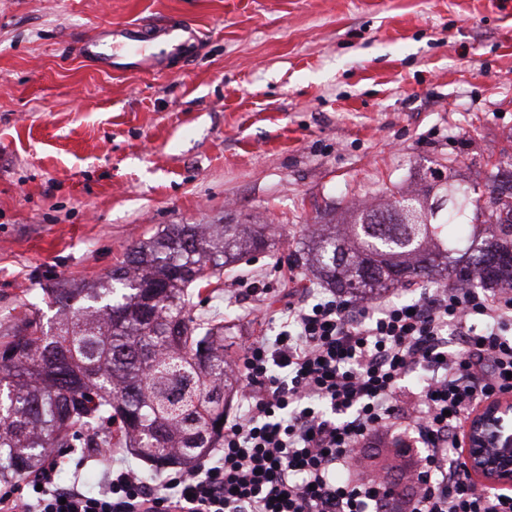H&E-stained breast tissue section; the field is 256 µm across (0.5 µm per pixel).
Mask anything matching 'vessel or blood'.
<instances>
[{"label":"vessel or blood","mask_w":512,"mask_h":512,"mask_svg":"<svg viewBox=\"0 0 512 512\" xmlns=\"http://www.w3.org/2000/svg\"><path fill=\"white\" fill-rule=\"evenodd\" d=\"M196 37L190 23L174 16L87 36L77 43L76 53L113 71H151L160 68L165 57L179 56Z\"/></svg>","instance_id":"1"}]
</instances>
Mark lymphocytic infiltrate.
<instances>
[{"label": "lymphocytic infiltrate", "instance_id": "lymphocytic-infiltrate-1", "mask_svg": "<svg viewBox=\"0 0 512 512\" xmlns=\"http://www.w3.org/2000/svg\"><path fill=\"white\" fill-rule=\"evenodd\" d=\"M281 326L247 346L243 411L207 469L152 487L113 460L93 494L54 488L44 466L41 491L0 493V512H512V492L478 487L461 460L472 412L512 391V289L429 288L411 304L369 305L312 293ZM398 424L408 438L388 452L399 476L353 478L371 435Z\"/></svg>", "mask_w": 512, "mask_h": 512}]
</instances>
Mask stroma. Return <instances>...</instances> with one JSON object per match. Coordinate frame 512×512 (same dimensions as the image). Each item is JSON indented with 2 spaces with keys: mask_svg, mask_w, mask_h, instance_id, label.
Masks as SVG:
<instances>
[{
  "mask_svg": "<svg viewBox=\"0 0 512 512\" xmlns=\"http://www.w3.org/2000/svg\"><path fill=\"white\" fill-rule=\"evenodd\" d=\"M179 15L186 63L106 72L75 53L108 26ZM512 153V0H0V324L169 224L272 225L201 315L231 361L279 330L309 277L301 230L386 207L452 165L490 183ZM119 448L63 453L54 483L101 491Z\"/></svg>",
  "mask_w": 512,
  "mask_h": 512,
  "instance_id": "stroma-1",
  "label": "stroma"
}]
</instances>
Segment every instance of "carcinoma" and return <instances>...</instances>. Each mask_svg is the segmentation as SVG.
Instances as JSON below:
<instances>
[{
    "mask_svg": "<svg viewBox=\"0 0 512 512\" xmlns=\"http://www.w3.org/2000/svg\"><path fill=\"white\" fill-rule=\"evenodd\" d=\"M356 211L308 232L305 264L339 294L375 296L404 280L512 287V172L487 192L448 184L435 198ZM500 231L453 261L460 224ZM268 224H170L87 288L42 289L56 313L30 309L0 335V483L62 448H128L192 470L219 447L238 379L224 360L220 317L192 314L193 289L265 249Z\"/></svg>",
    "mask_w": 512,
    "mask_h": 512,
    "instance_id": "obj_1",
    "label": "carcinoma"
}]
</instances>
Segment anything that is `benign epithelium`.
<instances>
[{
    "label": "benign epithelium",
    "mask_w": 512,
    "mask_h": 512,
    "mask_svg": "<svg viewBox=\"0 0 512 512\" xmlns=\"http://www.w3.org/2000/svg\"><path fill=\"white\" fill-rule=\"evenodd\" d=\"M462 462L482 486L512 488V394L488 399L471 415Z\"/></svg>",
    "instance_id": "7a95c632"
}]
</instances>
